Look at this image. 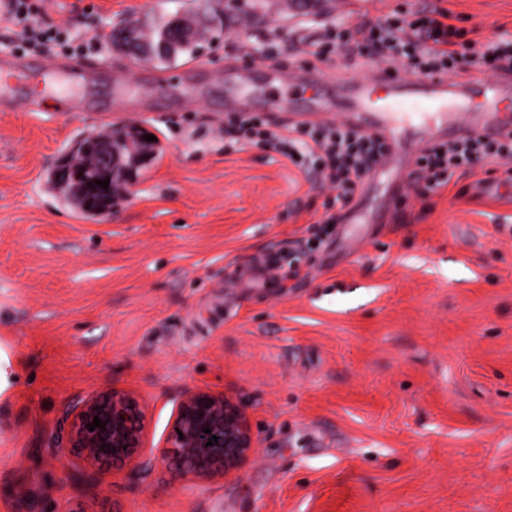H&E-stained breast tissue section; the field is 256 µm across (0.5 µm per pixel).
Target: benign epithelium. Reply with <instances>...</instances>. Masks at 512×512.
I'll return each instance as SVG.
<instances>
[{
	"label": "benign epithelium",
	"instance_id": "benign-epithelium-1",
	"mask_svg": "<svg viewBox=\"0 0 512 512\" xmlns=\"http://www.w3.org/2000/svg\"><path fill=\"white\" fill-rule=\"evenodd\" d=\"M153 44L154 53L166 55L165 40L156 43L144 37L120 43L127 49ZM128 154L100 146L87 155L83 164L97 165L96 179L129 181L135 163L146 156L140 142H126ZM99 417L102 428L90 431L87 425ZM61 451L65 458L83 464L81 479L92 486L99 475L118 473L137 465L144 453L147 419L144 409L130 393L108 389L68 405L62 417ZM211 433H204L205 429ZM214 442H209L212 437ZM168 451L162 462L184 477L224 475L236 471L248 459L253 435L242 406L233 399L209 390H189L181 395L166 438Z\"/></svg>",
	"mask_w": 512,
	"mask_h": 512
}]
</instances>
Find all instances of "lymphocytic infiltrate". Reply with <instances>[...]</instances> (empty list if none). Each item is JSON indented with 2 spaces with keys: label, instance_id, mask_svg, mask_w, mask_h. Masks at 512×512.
<instances>
[{
  "label": "lymphocytic infiltrate",
  "instance_id": "1",
  "mask_svg": "<svg viewBox=\"0 0 512 512\" xmlns=\"http://www.w3.org/2000/svg\"><path fill=\"white\" fill-rule=\"evenodd\" d=\"M0 6L27 48L44 54L61 48L74 56L102 48L101 33L79 36L45 22L33 0H0ZM452 17V12L440 6L414 12L395 8L376 21L325 30L305 41L303 53L309 60L324 62L334 46L358 56L369 51L387 68L402 72L412 66L425 75H445L462 65L499 70L512 60V38H472L469 29L454 24ZM248 133L260 137L299 169L312 170L321 189L333 192L337 212H323L318 219L327 229L338 223L339 209L352 203L372 164L385 150L378 139L354 132L339 121L270 129L260 117L238 115L224 124L226 137ZM479 163L495 165L501 181L512 182V137H478L427 147L417 158L409 192L417 197L439 193L455 175L473 173Z\"/></svg>",
  "mask_w": 512,
  "mask_h": 512
}]
</instances>
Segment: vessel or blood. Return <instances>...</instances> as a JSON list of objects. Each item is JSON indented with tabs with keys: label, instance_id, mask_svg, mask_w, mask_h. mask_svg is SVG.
<instances>
[{
	"label": "vessel or blood",
	"instance_id": "vessel-or-blood-1",
	"mask_svg": "<svg viewBox=\"0 0 512 512\" xmlns=\"http://www.w3.org/2000/svg\"><path fill=\"white\" fill-rule=\"evenodd\" d=\"M335 98L309 100L305 111L288 110L291 124L327 122L342 115L355 131L379 137L386 145L370 180L384 172L402 174L415 166L416 143L406 139L408 129L424 131L427 142L473 136L504 139L512 136V74L493 83H451L442 75L413 81L378 68L355 75L337 74Z\"/></svg>",
	"mask_w": 512,
	"mask_h": 512
}]
</instances>
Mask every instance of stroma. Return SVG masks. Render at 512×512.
I'll return each mask as SVG.
<instances>
[{"label":"stroma","instance_id":"1","mask_svg":"<svg viewBox=\"0 0 512 512\" xmlns=\"http://www.w3.org/2000/svg\"><path fill=\"white\" fill-rule=\"evenodd\" d=\"M83 33L176 16L204 30L192 54L154 64L113 46L104 70L45 92L36 54L0 13V51L23 58L33 102L0 108V512H512V205L483 172L445 191L390 201V175L357 199L361 224L314 240L327 198L277 152L224 144L225 101L273 119V66L306 57L284 32L316 36L436 0H35ZM480 38L512 34V0H448ZM135 127L152 153L109 214L66 205L51 170L83 132ZM403 220H396V213ZM311 240L300 274L271 255ZM145 406L140 473L80 484L58 436L72 401L105 389ZM232 397L255 448L231 474L166 468L179 395Z\"/></svg>","mask_w":512,"mask_h":512}]
</instances>
